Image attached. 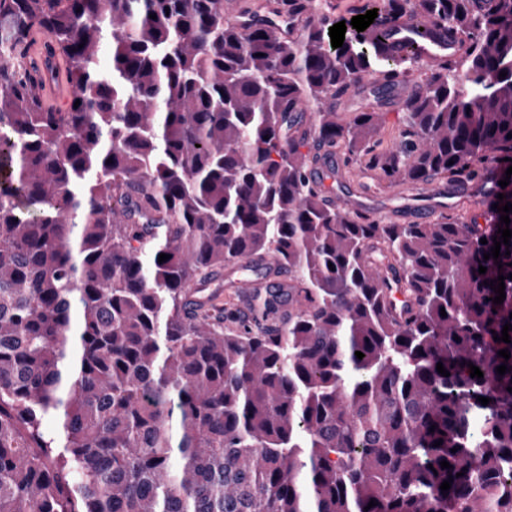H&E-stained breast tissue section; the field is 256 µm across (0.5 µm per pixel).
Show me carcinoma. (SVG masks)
Here are the masks:
<instances>
[{
    "label": "carcinoma",
    "instance_id": "1",
    "mask_svg": "<svg viewBox=\"0 0 512 512\" xmlns=\"http://www.w3.org/2000/svg\"><path fill=\"white\" fill-rule=\"evenodd\" d=\"M375 9L334 49L328 0L234 22L224 0H0V512H512V245L484 259L512 223L385 224L310 155L369 154L382 113L336 100L394 88L441 28L463 52L375 165L412 187L490 171L512 203V0ZM268 259L288 288L250 313L190 298Z\"/></svg>",
    "mask_w": 512,
    "mask_h": 512
}]
</instances>
